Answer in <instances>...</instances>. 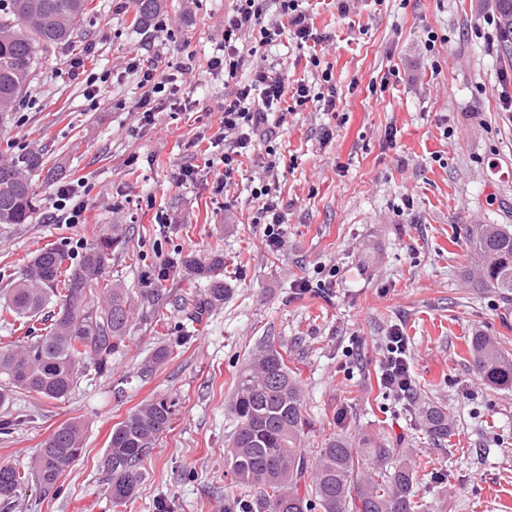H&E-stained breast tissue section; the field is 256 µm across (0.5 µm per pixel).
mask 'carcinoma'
<instances>
[{"instance_id":"1","label":"carcinoma","mask_w":512,"mask_h":512,"mask_svg":"<svg viewBox=\"0 0 512 512\" xmlns=\"http://www.w3.org/2000/svg\"><path fill=\"white\" fill-rule=\"evenodd\" d=\"M93 0H9L0 18V111L9 112L22 97L34 72L40 47L71 43ZM135 21L146 26L161 0H134ZM504 33H512V0H497ZM47 164L40 150L12 154L0 149V226L27 224L36 211L32 177ZM127 244L112 227L101 234L78 262L53 247L31 256L21 277L0 293V322L13 320L26 328L16 343L0 346V408L22 390L36 400L64 397L89 370L108 368L129 317V289L106 279L108 261ZM469 262L481 283L512 294V231L501 224H477L468 231ZM176 267L206 281L207 300L224 301V258L209 261L180 256ZM102 286L104 304L95 302L91 287ZM58 311L49 313V307ZM474 373L488 386L512 388V355L490 338L472 337ZM304 395L283 354L269 346L240 373L231 410L237 429L224 452L234 479L224 487L228 512H424L417 500V463L396 448H362L333 435L307 459L302 440L307 426ZM417 414L436 439L448 437V410L434 403L417 404ZM172 405L146 403L113 430L107 466L112 500L135 494L141 467L158 437L170 426ZM83 452L82 429L76 423L59 427L34 457L32 470L41 486L59 475ZM25 475L0 466V495L7 496Z\"/></svg>"}]
</instances>
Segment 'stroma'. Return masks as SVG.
Segmentation results:
<instances>
[{"mask_svg":"<svg viewBox=\"0 0 512 512\" xmlns=\"http://www.w3.org/2000/svg\"><path fill=\"white\" fill-rule=\"evenodd\" d=\"M94 4L75 43L38 52L25 97L0 120L1 146H49L63 172L36 175L35 218L0 230V289L37 250L77 260L117 224L129 242L108 272L135 304L106 372H88L57 400L15 394L0 411V465L25 472L54 430L84 426V452L56 484L28 478L0 496V512H225L235 384L270 344L302 384L306 448L318 450L332 432L410 448L424 465L418 496L427 512H512V390L478 382L468 353L478 334L512 353V300L481 287L466 257L471 225L512 228V112L503 111L496 83L512 59L488 47L481 28L495 0H299L326 38L336 109L282 101L275 155L255 140L221 193L222 166L204 162L225 88L208 61L232 0H164L147 27L136 24L133 0ZM431 31L447 40L440 51L428 46ZM135 56L162 75L189 67L191 111L168 109L143 124L134 108L138 77L126 69ZM267 56L289 83H317L308 49L285 40ZM74 58L106 77L102 97L90 99L71 78ZM191 166L194 180L182 181ZM78 178L86 183L84 223L52 219L62 181ZM263 180L285 216L275 249L252 202ZM217 253L223 304L206 305L204 283L179 271L158 275L171 257ZM153 289L158 301L141 302ZM396 328L407 339L415 396L444 406L455 425L445 440L378 387ZM162 347L169 356L153 365ZM157 399L173 402L172 423L145 460L135 496L113 503L112 430Z\"/></svg>","mask_w":512,"mask_h":512,"instance_id":"1","label":"stroma"}]
</instances>
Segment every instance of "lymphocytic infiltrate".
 I'll return each mask as SVG.
<instances>
[{"label":"lymphocytic infiltrate","instance_id":"f902f5d3","mask_svg":"<svg viewBox=\"0 0 512 512\" xmlns=\"http://www.w3.org/2000/svg\"><path fill=\"white\" fill-rule=\"evenodd\" d=\"M271 9L276 12L272 20L267 17ZM285 37L300 47L315 38L307 15L298 8V0H235L231 13L224 17V36L209 60V70L214 76L235 80L236 85L224 97L223 113L214 135L215 143L223 147L220 161L224 172L217 181L219 187H226L239 172L254 137H262L268 143L267 153H274L271 141L275 130L269 125V117L285 97H292L300 106L311 98L308 82L301 80L291 85L272 67L246 62L247 57L255 56L257 47L275 46ZM246 65L250 66L251 74L242 83L236 76ZM127 68L139 78L143 94L137 109L145 121H152L155 113L167 109H191V101L179 96L177 76L159 77L155 68L141 67L134 60L128 62ZM386 350L380 380L389 393L406 398L411 379L405 338L400 331H392L388 336Z\"/></svg>","mask_w":512,"mask_h":512}]
</instances>
